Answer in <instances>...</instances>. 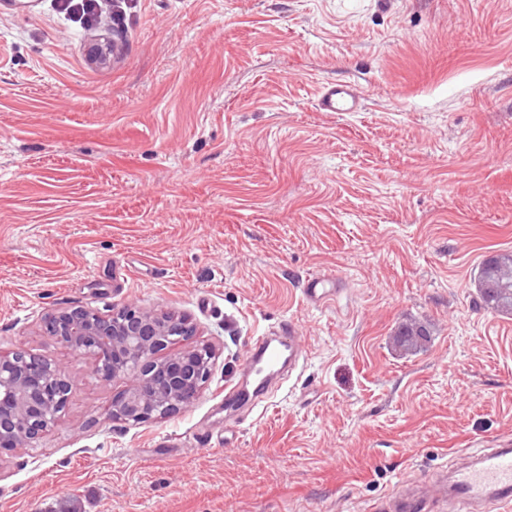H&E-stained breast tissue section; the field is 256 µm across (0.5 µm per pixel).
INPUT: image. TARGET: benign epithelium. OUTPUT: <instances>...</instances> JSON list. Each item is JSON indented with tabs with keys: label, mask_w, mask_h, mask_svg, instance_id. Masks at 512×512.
Here are the masks:
<instances>
[{
	"label": "benign epithelium",
	"mask_w": 512,
	"mask_h": 512,
	"mask_svg": "<svg viewBox=\"0 0 512 512\" xmlns=\"http://www.w3.org/2000/svg\"><path fill=\"white\" fill-rule=\"evenodd\" d=\"M44 332L66 348L97 360L103 382H122L112 418L137 425L189 406L207 382L214 349L187 346L161 352L196 333L185 316L127 305L110 314L87 307L45 316ZM71 381L57 365L28 352L0 356V451L23 448L53 427L67 404Z\"/></svg>",
	"instance_id": "1"
}]
</instances>
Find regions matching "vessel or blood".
Here are the masks:
<instances>
[{"instance_id": "obj_1", "label": "vessel or blood", "mask_w": 512, "mask_h": 512, "mask_svg": "<svg viewBox=\"0 0 512 512\" xmlns=\"http://www.w3.org/2000/svg\"><path fill=\"white\" fill-rule=\"evenodd\" d=\"M318 108L323 112H357L362 108V97L350 83L332 81L324 85ZM299 359L294 336L265 334L256 337L243 361L242 381L224 389L227 417H234L240 406L254 401L257 388L267 383L279 365L293 366ZM447 491L463 505L490 504L496 512H502L504 506H512V443H500L455 471Z\"/></svg>"}]
</instances>
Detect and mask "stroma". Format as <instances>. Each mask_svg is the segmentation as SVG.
Returning a JSON list of instances; mask_svg holds the SVG:
<instances>
[{"instance_id": "stroma-1", "label": "stroma", "mask_w": 512, "mask_h": 512, "mask_svg": "<svg viewBox=\"0 0 512 512\" xmlns=\"http://www.w3.org/2000/svg\"><path fill=\"white\" fill-rule=\"evenodd\" d=\"M362 92L321 112L322 87ZM512 0H134L122 27L0 14V355L59 364L58 423L0 453V512H380L512 440ZM330 275L335 294L304 298ZM128 304L215 344L176 414L42 330ZM305 359L244 410L251 337ZM318 108L321 112H358L362 109V97L350 83L332 81L324 85ZM510 264L512 268V254L493 256L483 262L479 288L482 301L488 308L512 309V277L500 273Z\"/></svg>"}]
</instances>
